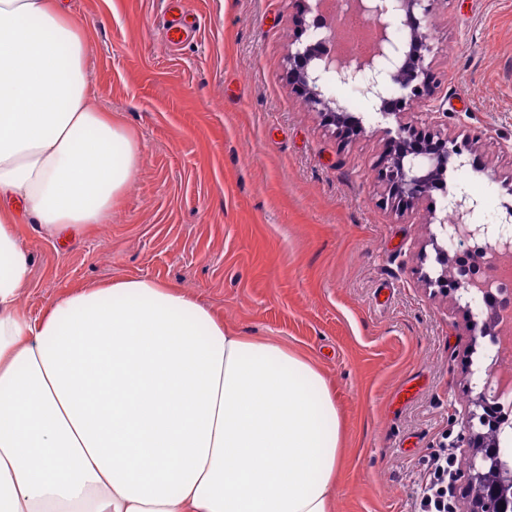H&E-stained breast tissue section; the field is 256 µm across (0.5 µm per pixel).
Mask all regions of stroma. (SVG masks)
Here are the masks:
<instances>
[{
    "label": "stroma",
    "mask_w": 512,
    "mask_h": 512,
    "mask_svg": "<svg viewBox=\"0 0 512 512\" xmlns=\"http://www.w3.org/2000/svg\"><path fill=\"white\" fill-rule=\"evenodd\" d=\"M179 2L197 23L174 46L165 0H64L90 31L89 105L142 150L107 223L54 241L22 225V307L36 317L141 275L183 288L239 331L304 351L333 385L346 450L334 512H416L442 448L466 512L462 420L491 361L458 292L426 279L441 191L386 205L374 164L398 120L365 105V133L347 139L293 88L288 55L309 39L293 0ZM432 36L439 128L475 141L456 180L496 222L512 204V0H436Z\"/></svg>",
    "instance_id": "35a3bbf8"
}]
</instances>
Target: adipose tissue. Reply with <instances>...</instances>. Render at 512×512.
Returning a JSON list of instances; mask_svg holds the SVG:
<instances>
[{
	"mask_svg": "<svg viewBox=\"0 0 512 512\" xmlns=\"http://www.w3.org/2000/svg\"><path fill=\"white\" fill-rule=\"evenodd\" d=\"M88 50L59 0H0V512H334L343 421L303 353L151 276L23 310V215L107 223L137 169Z\"/></svg>",
	"mask_w": 512,
	"mask_h": 512,
	"instance_id": "obj_1",
	"label": "adipose tissue"
}]
</instances>
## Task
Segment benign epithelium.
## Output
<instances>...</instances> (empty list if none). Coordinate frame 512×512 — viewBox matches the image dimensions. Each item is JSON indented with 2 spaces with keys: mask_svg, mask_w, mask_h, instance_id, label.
I'll return each mask as SVG.
<instances>
[{
  "mask_svg": "<svg viewBox=\"0 0 512 512\" xmlns=\"http://www.w3.org/2000/svg\"><path fill=\"white\" fill-rule=\"evenodd\" d=\"M305 14L313 15L311 25L322 24L332 0H296ZM351 8L368 16L377 30L368 54L339 57L325 53L309 43L296 47L289 57L291 78L305 94L308 105L324 112L328 121L345 128L348 134L364 132V116L354 115L336 102L332 87L336 84L357 90L366 100L380 103L381 115L400 117V107L413 99L435 100L438 82L425 65L432 52L430 31L435 0H349ZM401 92L398 107L388 106L391 86ZM468 164L462 146L440 133L415 136L404 124L397 123L388 154L380 167V176L394 203L411 204L440 188L444 209L452 218L439 223L441 243L435 246L440 266L430 283L448 281V269L458 264L460 254L450 256L448 244L468 245L477 254H489L494 260L506 258L512 269V206L497 223H477L474 215L482 207L479 197L454 179V174ZM457 289L466 300L473 325L482 326L480 335L490 334L494 346L512 342V326L492 321L479 322L483 309L477 295L489 289L487 280L458 281ZM499 391L486 379L477 401L486 410L495 407ZM512 430L506 419L492 425L487 434H479V443L467 441L468 472L477 512H500L512 507V467L489 459L501 455V434Z\"/></svg>",
  "mask_w": 512,
  "mask_h": 512,
  "instance_id": "obj_1",
  "label": "benign epithelium"
}]
</instances>
